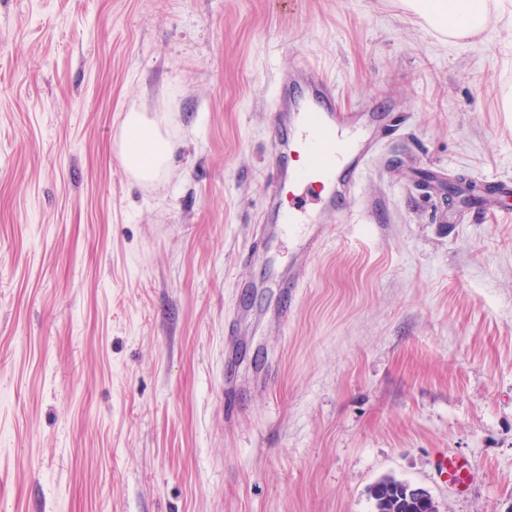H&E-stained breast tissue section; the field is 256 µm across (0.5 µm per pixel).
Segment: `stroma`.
Segmentation results:
<instances>
[{
  "instance_id": "1",
  "label": "stroma",
  "mask_w": 512,
  "mask_h": 512,
  "mask_svg": "<svg viewBox=\"0 0 512 512\" xmlns=\"http://www.w3.org/2000/svg\"><path fill=\"white\" fill-rule=\"evenodd\" d=\"M307 63L394 126L310 255L262 230ZM509 95L512 0L464 39L403 0H0V512H372L385 476L512 512V195L448 193L512 178ZM122 156L128 169L145 179H154L165 166L172 145L164 140L158 129L144 121L136 112L125 122ZM437 472L440 476L446 478L449 484L454 486L459 487L467 482L463 467L453 456L442 457L437 463Z\"/></svg>"
}]
</instances>
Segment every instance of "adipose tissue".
<instances>
[{
  "mask_svg": "<svg viewBox=\"0 0 512 512\" xmlns=\"http://www.w3.org/2000/svg\"><path fill=\"white\" fill-rule=\"evenodd\" d=\"M406 6L433 30L456 38L480 31L490 11V0H405ZM172 145L158 129L136 113L125 122L122 156L128 169L143 178H155L165 166Z\"/></svg>",
  "mask_w": 512,
  "mask_h": 512,
  "instance_id": "ef3b65f1",
  "label": "adipose tissue"
}]
</instances>
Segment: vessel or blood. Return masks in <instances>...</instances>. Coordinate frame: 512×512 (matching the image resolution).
<instances>
[{"mask_svg":"<svg viewBox=\"0 0 512 512\" xmlns=\"http://www.w3.org/2000/svg\"><path fill=\"white\" fill-rule=\"evenodd\" d=\"M305 89L292 96L287 78H280L277 101L290 104V135L281 156L282 169L273 173L274 216L280 227L292 229L317 224L334 207L337 192L354 193L371 163L381 134L389 125L340 117L339 94L316 67L301 70ZM321 202L311 210V202ZM440 476L449 484H466L467 477L457 459L442 457L437 463Z\"/></svg>","mask_w":512,"mask_h":512,"instance_id":"vessel-or-blood-1","label":"vessel or blood"}]
</instances>
